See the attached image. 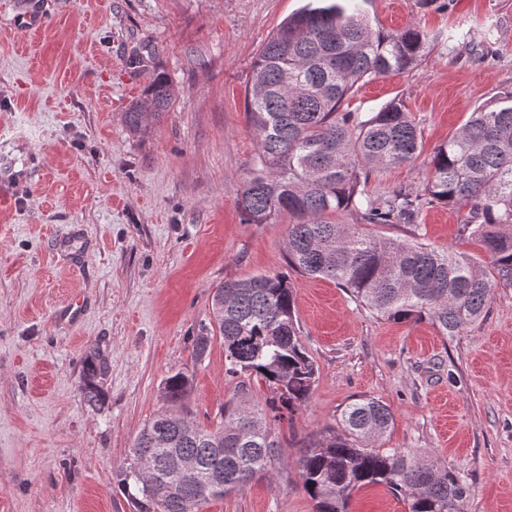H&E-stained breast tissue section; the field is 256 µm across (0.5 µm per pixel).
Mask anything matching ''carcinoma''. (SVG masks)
<instances>
[{"mask_svg": "<svg viewBox=\"0 0 512 512\" xmlns=\"http://www.w3.org/2000/svg\"><path fill=\"white\" fill-rule=\"evenodd\" d=\"M369 2L305 0L256 55L245 112L257 150L239 207L248 224H269L285 212L295 219L285 239L291 269L336 282L378 318L427 319L441 335L456 336L483 317L495 289L512 288V91L478 106L437 146L424 193L430 203L471 204L462 231L481 243L487 267L414 237H377L362 224L325 220L350 211L363 224L420 229L419 196L399 189L372 199L366 190L372 173L400 167L418 154L417 123L397 101L364 118L341 106L357 84L415 65L432 37L414 27L373 28ZM171 106L170 80L159 74L124 120L145 137ZM299 336L288 275H254L215 289L210 322L195 336V354L204 358L219 339L227 372L241 381L220 420L191 435L183 402L192 378L183 371L166 378L170 410L144 425L115 469L136 512H199L256 475H273L283 462L273 425L308 402L316 381ZM103 374V365L88 356L83 391L91 406L101 401ZM251 378L268 384V409L246 404ZM392 424L387 405L360 398L342 410L339 431L302 446L297 466L316 512H348L352 494L372 485L402 494L408 512H463V478L434 461L376 447ZM173 453L195 457L197 471L186 476L170 470ZM144 457L154 462L146 482L134 473Z\"/></svg>", "mask_w": 512, "mask_h": 512, "instance_id": "cac0c4a2", "label": "carcinoma"}]
</instances>
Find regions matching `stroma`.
I'll return each instance as SVG.
<instances>
[{
    "mask_svg": "<svg viewBox=\"0 0 512 512\" xmlns=\"http://www.w3.org/2000/svg\"><path fill=\"white\" fill-rule=\"evenodd\" d=\"M302 3L0 0V512H133L115 468L166 409L164 378L191 377L186 404L206 427L236 392L220 341L195 356L215 288L284 271L317 369L312 396L278 428L287 463L275 477L200 512H315L298 442L336 428L362 396L393 412L381 447L466 476L464 512H512V288L446 337L426 319L376 318L335 282L289 271L288 215L243 220L252 65ZM25 12L42 28L23 31ZM369 14L373 26L436 37L417 65L359 85L342 104L364 116L396 100L411 112L419 155L371 174L367 192L420 195L434 149L512 90V0H373ZM136 52L145 63L132 70ZM159 73L174 104L141 138L122 114ZM469 215L466 205H423V242L483 259L460 234ZM91 351L105 366L96 407L82 392ZM348 510L408 512L382 486L354 493Z\"/></svg>",
    "mask_w": 512,
    "mask_h": 512,
    "instance_id": "obj_1",
    "label": "stroma"
}]
</instances>
